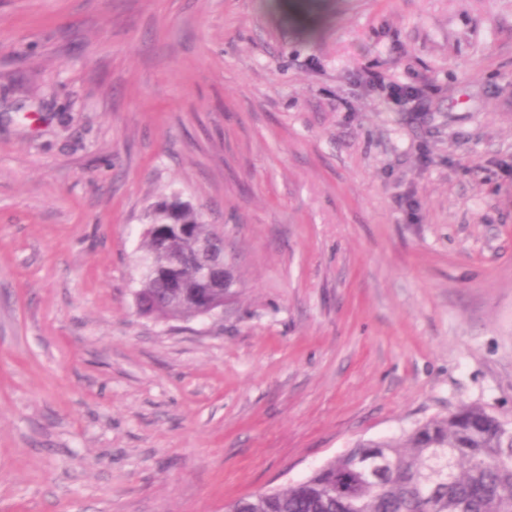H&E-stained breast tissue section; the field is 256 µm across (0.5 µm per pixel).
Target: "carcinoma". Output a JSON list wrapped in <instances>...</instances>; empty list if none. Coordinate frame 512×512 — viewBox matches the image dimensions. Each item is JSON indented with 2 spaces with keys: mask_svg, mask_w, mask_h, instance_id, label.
I'll list each match as a JSON object with an SVG mask.
<instances>
[{
  "mask_svg": "<svg viewBox=\"0 0 512 512\" xmlns=\"http://www.w3.org/2000/svg\"><path fill=\"white\" fill-rule=\"evenodd\" d=\"M138 257L137 307L157 317L205 310L200 249L224 235L173 195L154 205ZM225 512H512V422L479 404L361 441L305 480L229 502Z\"/></svg>",
  "mask_w": 512,
  "mask_h": 512,
  "instance_id": "obj_1",
  "label": "carcinoma"
}]
</instances>
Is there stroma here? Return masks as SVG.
I'll list each match as a JSON object with an SVG mask.
<instances>
[{
    "label": "stroma",
    "instance_id": "35a3bbf8",
    "mask_svg": "<svg viewBox=\"0 0 512 512\" xmlns=\"http://www.w3.org/2000/svg\"><path fill=\"white\" fill-rule=\"evenodd\" d=\"M171 194L223 315L137 311ZM467 403L512 420V0H0V512H224Z\"/></svg>",
    "mask_w": 512,
    "mask_h": 512
}]
</instances>
